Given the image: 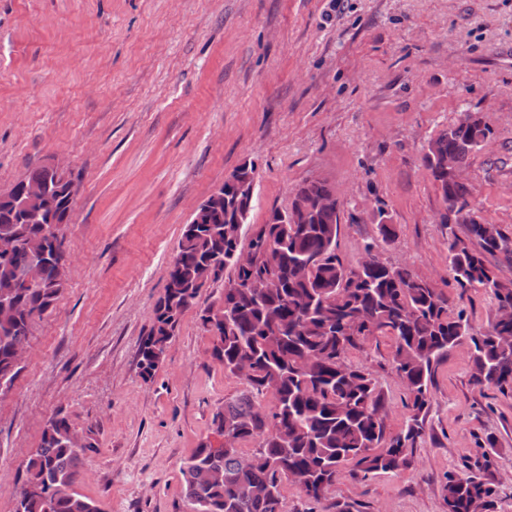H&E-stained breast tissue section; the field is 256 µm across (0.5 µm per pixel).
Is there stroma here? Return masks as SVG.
<instances>
[{"label": "stroma", "instance_id": "1", "mask_svg": "<svg viewBox=\"0 0 512 512\" xmlns=\"http://www.w3.org/2000/svg\"><path fill=\"white\" fill-rule=\"evenodd\" d=\"M467 112L491 130L464 176L470 202L512 234V0H0V193L58 162L77 180L62 225L68 281L32 327L31 348L0 395V512L63 412L86 434L75 489L104 512H188L180 466L215 438L213 419L246 389L210 355L205 288L163 363L143 380L153 322L193 210L244 161L258 178L250 224L285 209L307 179L341 202L336 252L357 266L378 243V210L397 236L379 245L464 309L493 317L482 290L460 293L439 192L420 156ZM380 336L351 350L381 393L388 434L409 415ZM410 465L344 475L331 498L358 512H447L444 485L472 471L512 512V390L479 389L468 347L436 367Z\"/></svg>", "mask_w": 512, "mask_h": 512}]
</instances>
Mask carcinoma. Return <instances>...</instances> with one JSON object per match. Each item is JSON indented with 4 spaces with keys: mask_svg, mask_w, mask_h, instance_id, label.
I'll return each instance as SVG.
<instances>
[{
    "mask_svg": "<svg viewBox=\"0 0 512 512\" xmlns=\"http://www.w3.org/2000/svg\"><path fill=\"white\" fill-rule=\"evenodd\" d=\"M490 135L483 119L464 114L440 130L424 146L422 166L429 172L449 212L462 216L466 239L448 243V268L461 292L480 288L493 309L512 306V280L501 278L491 260L512 264V236L497 224L472 217L470 189L433 163L451 155L461 167L482 149ZM24 179L48 190L38 205H21V183L0 194V236L39 239L71 222L70 182L46 166ZM294 196L312 202L307 224H277L272 211L257 228L250 247L260 257L256 272H268L280 287L255 296L245 287L252 272L234 270L224 288V307L200 311L213 337L212 358L234 374L239 360L252 361L245 378L247 393L224 405L216 417L234 430L236 444L216 450L201 442L181 468L190 512H286L282 485L296 484L303 512H352L346 501L329 493L350 463L363 476L394 472L410 465L420 437L419 415L428 407L436 365L460 342L471 349V378L481 388H512V321L492 319L474 330L464 313L450 309L448 297L418 278L408 267L383 259L370 244L371 263L359 270L336 254L340 209L335 189L323 180H306ZM252 207L231 200L210 215L207 224H185L164 293L154 307L151 329L139 346L141 376L153 378L185 312L200 297L204 264L229 257L239 248ZM378 234L385 243L396 238L394 225L378 210ZM33 253L26 247L0 257V294L14 297L17 312L0 320V374L13 382L20 371L15 346L29 339L33 316H43L55 303L63 283L55 268L41 282L27 283ZM388 336L394 341L393 367L404 383L411 415L399 432L386 437L382 401L372 374L348 361L361 343ZM270 397L271 406L258 402ZM51 432H42L25 463V491L15 512H103L100 504L73 490L80 451L68 446L71 425L58 412ZM265 438L244 460L238 443ZM493 489L474 474L448 475L444 501L448 512H489Z\"/></svg>",
    "mask_w": 512,
    "mask_h": 512,
    "instance_id": "carcinoma-1",
    "label": "carcinoma"
}]
</instances>
